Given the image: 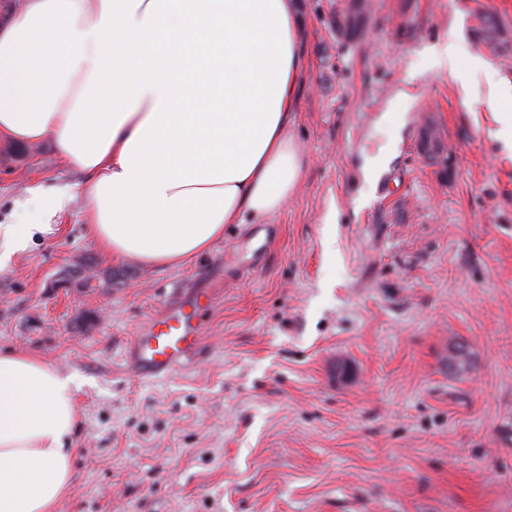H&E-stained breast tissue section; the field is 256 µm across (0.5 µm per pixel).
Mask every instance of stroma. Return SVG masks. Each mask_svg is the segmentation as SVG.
Wrapping results in <instances>:
<instances>
[{
  "label": "stroma",
  "instance_id": "stroma-1",
  "mask_svg": "<svg viewBox=\"0 0 512 512\" xmlns=\"http://www.w3.org/2000/svg\"><path fill=\"white\" fill-rule=\"evenodd\" d=\"M345 2L296 0L307 166L282 210L157 268L103 255L78 199L0 271V349L79 383L57 512H512V158L466 71L431 58L512 83V42L475 33L480 11L512 32V0H370L350 37ZM75 180L0 140V224L36 223L25 186ZM201 290L200 357L135 378L133 336ZM453 341L473 348L462 377Z\"/></svg>",
  "mask_w": 512,
  "mask_h": 512
}]
</instances>
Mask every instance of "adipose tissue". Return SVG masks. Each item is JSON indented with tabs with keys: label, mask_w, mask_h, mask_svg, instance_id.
I'll return each instance as SVG.
<instances>
[{
	"label": "adipose tissue",
	"mask_w": 512,
	"mask_h": 512,
	"mask_svg": "<svg viewBox=\"0 0 512 512\" xmlns=\"http://www.w3.org/2000/svg\"><path fill=\"white\" fill-rule=\"evenodd\" d=\"M294 0H20L0 28V140L49 144L75 191L28 187L36 224H0V269L75 197L107 255L174 267L229 224L263 223L305 159L289 135L306 70ZM475 100L512 85L480 57ZM77 383L0 351V512H54L73 478Z\"/></svg>",
	"instance_id": "ef3b65f1"
}]
</instances>
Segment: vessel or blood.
I'll use <instances>...</instances> for the list:
<instances>
[{"instance_id":"obj_1","label":"vessel or blood","mask_w":512,"mask_h":512,"mask_svg":"<svg viewBox=\"0 0 512 512\" xmlns=\"http://www.w3.org/2000/svg\"><path fill=\"white\" fill-rule=\"evenodd\" d=\"M209 308V300L196 294L153 316L143 331L133 337L127 354L137 376H168L188 365L200 351Z\"/></svg>"}]
</instances>
